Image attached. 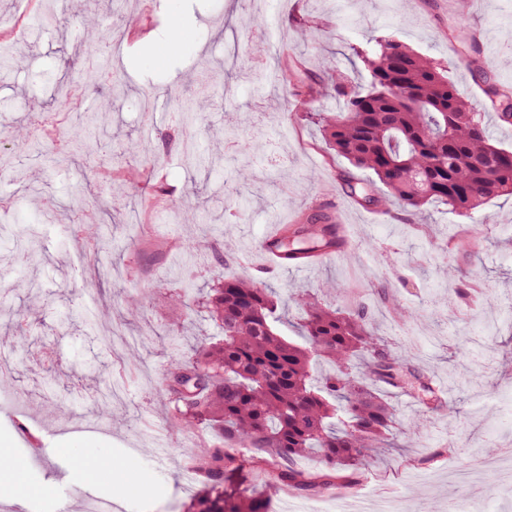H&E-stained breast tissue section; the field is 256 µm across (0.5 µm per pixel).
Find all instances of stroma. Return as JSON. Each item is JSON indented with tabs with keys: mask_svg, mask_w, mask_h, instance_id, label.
Segmentation results:
<instances>
[{
	"mask_svg": "<svg viewBox=\"0 0 512 512\" xmlns=\"http://www.w3.org/2000/svg\"><path fill=\"white\" fill-rule=\"evenodd\" d=\"M86 5L119 37L129 18L155 21L112 64L126 85L124 98L105 82L85 88L82 65L97 47V34L83 29L78 12L59 11L33 35L27 21L32 4L0 0V24L25 57L22 71L0 79V150L10 149L15 127L32 125L41 113L55 114L62 131L77 110H104L110 120L109 139L75 164L55 163L50 141L37 132L0 171V187L14 199L10 211L0 213V225L39 232L38 258L26 271L0 249V294L10 305L0 310V441L33 489L17 512H84L73 496L78 489L112 500L122 512H184L202 490L187 465L214 437L205 427L175 428L160 383L173 355L219 331L194 307L174 305L170 295L187 280L201 291L244 276L281 302L284 335L300 332L302 310L293 294L304 288L325 304L366 313L434 384L452 371L473 379L443 395L445 405L466 419L462 430L384 388L399 421L393 445L366 462L356 480L342 471L332 489L306 494L267 488V472L250 475V489L267 499L269 512H343L349 506L377 512L387 499L395 512H512V491L493 474H478L464 486L448 478L449 469L476 462L477 448L499 455L512 442V197L496 198L468 216L435 204L416 215L396 203L386 210L358 204L341 174L365 184L377 177L325 146L320 116L339 109L335 92L302 101L275 82L257 96L249 76L259 59L250 53L253 31L243 24L255 15L273 27L276 58L287 61L290 78L302 80L321 77L319 62L327 58L366 83L369 74L353 46L396 37L446 63L449 77L484 109L487 82L512 89V0H468L463 9L457 0H128L119 13L111 0ZM174 13L185 34L159 64L152 50L165 41ZM205 58L223 64L224 75L197 125V139L229 156L249 148L251 177L244 185L231 169L190 171L182 164L183 136L171 116L181 95L201 93L195 64ZM63 80L73 84L66 99L56 93ZM131 141L152 149L153 160L130 155ZM157 185L175 203L207 202V223L189 227L170 215L131 222L130 204L153 205ZM92 198L101 205L93 223L120 244L96 258L91 243L49 217L50 205L78 208ZM305 212L345 223L348 241L301 276L264 255L260 244L273 227L295 223ZM436 252L459 269L456 281L436 275ZM22 273L34 279L31 291L13 290ZM485 287L490 295L483 310L471 314L460 292ZM132 299L141 302L134 316L126 312ZM398 302L416 319L410 333H403L393 311ZM86 308L98 314L96 327L79 318ZM19 317L31 328L21 356L12 347ZM125 335L140 339L138 368L130 377L120 352L103 342ZM111 377L124 379L125 390L113 406L118 419L110 423L98 413L96 397ZM66 443L70 452H61ZM101 456L119 466L108 485L90 468ZM130 476L141 479L144 490H124Z\"/></svg>",
	"mask_w": 512,
	"mask_h": 512,
	"instance_id": "1",
	"label": "stroma"
}]
</instances>
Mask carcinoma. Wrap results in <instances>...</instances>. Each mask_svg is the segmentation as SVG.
<instances>
[{
  "instance_id": "1",
  "label": "carcinoma",
  "mask_w": 512,
  "mask_h": 512,
  "mask_svg": "<svg viewBox=\"0 0 512 512\" xmlns=\"http://www.w3.org/2000/svg\"><path fill=\"white\" fill-rule=\"evenodd\" d=\"M87 30L100 32L95 55L84 61L83 77L107 82L113 94L123 84L107 68L114 39L98 16L82 12ZM356 57L370 73V89L350 75L326 67L327 85L343 98L339 111L323 117L324 140L336 155L356 168L373 171L385 188L380 197L367 187L350 194L364 206L385 209L397 202L410 212L428 203L467 214L495 198L512 196V150L492 143L471 101L448 79L447 66L390 37ZM491 109L512 122V95L490 88ZM213 105L207 96L183 98L175 112L180 130L192 128ZM107 119L94 112L65 135L56 155L67 159L90 149L94 131ZM96 203L71 213L68 224L93 240L96 252L104 236L86 221ZM182 224H205L197 206L172 205ZM339 246L335 220L309 215L285 228L275 247L283 261L306 251ZM303 311L299 344L277 330L283 315L273 292L250 277L227 278L198 297V305L223 332L204 338L192 352L170 362L162 391L172 418L183 428L205 424L219 442L200 451L192 470L203 490L188 512H264L263 500L231 482L242 467L274 466L275 484L317 492L334 485L335 473L360 466L386 447L398 425L393 408L377 393L384 384L404 392L434 416L443 415L438 388L408 357L392 352L364 315L344 314L299 290ZM326 360L335 371L314 376ZM267 448L271 458H238L224 446ZM314 455L322 471L304 477L293 467L297 457Z\"/></svg>"
}]
</instances>
